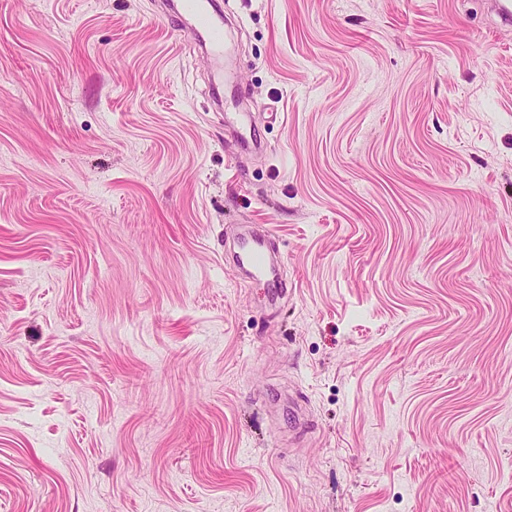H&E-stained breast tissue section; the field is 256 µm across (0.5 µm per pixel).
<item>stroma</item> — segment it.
I'll use <instances>...</instances> for the list:
<instances>
[{"label":"stroma","mask_w":512,"mask_h":512,"mask_svg":"<svg viewBox=\"0 0 512 512\" xmlns=\"http://www.w3.org/2000/svg\"><path fill=\"white\" fill-rule=\"evenodd\" d=\"M165 3L0 0V512H512V30ZM176 2L175 18L180 28L190 26L199 41L208 46L215 75H224V36L223 17L214 10L212 0H180ZM230 120L232 128L237 129L241 140L251 145L254 149L263 148L262 141L257 137L255 129L248 122V116L242 112H233ZM267 236L243 237L235 255L234 267L251 281H263L270 296H276L280 277L276 264L267 255Z\"/></svg>","instance_id":"35a3bbf8"}]
</instances>
